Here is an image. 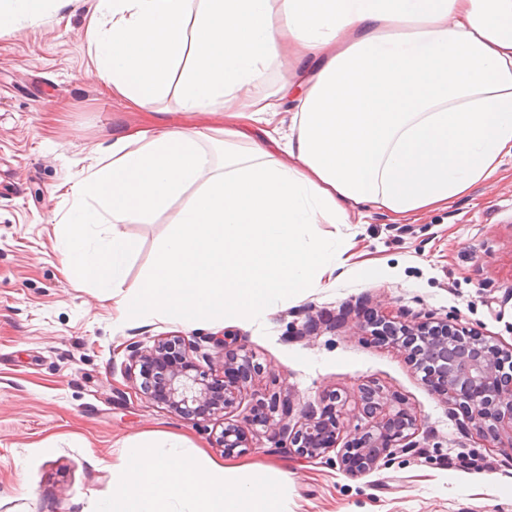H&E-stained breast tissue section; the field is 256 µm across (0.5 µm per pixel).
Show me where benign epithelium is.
<instances>
[{"mask_svg":"<svg viewBox=\"0 0 512 512\" xmlns=\"http://www.w3.org/2000/svg\"><path fill=\"white\" fill-rule=\"evenodd\" d=\"M365 328L380 342L401 347L424 380L445 400L465 409L483 436L512 447V351L490 343L459 322L427 317L406 323L389 314H377ZM200 345L182 336L158 340L145 351L132 350L133 363H153L160 371L157 386L142 381V388L171 410L188 417L219 415L233 407L238 393L252 379L249 355H239L225 342L224 369L229 380H208L194 359ZM261 415H244L241 421L224 426V450L246 446L244 427L251 421L270 429L269 437L287 442L305 458L322 457L336 447L334 423L308 413L293 429L286 422L289 410L273 393ZM281 413L278 421L273 414ZM358 412L367 420L343 447L340 461L351 473L370 472L409 446L417 418L403 402L377 386L362 388Z\"/></svg>","mask_w":512,"mask_h":512,"instance_id":"obj_1","label":"benign epithelium"}]
</instances>
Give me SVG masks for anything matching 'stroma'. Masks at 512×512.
I'll return each instance as SVG.
<instances>
[{"mask_svg": "<svg viewBox=\"0 0 512 512\" xmlns=\"http://www.w3.org/2000/svg\"><path fill=\"white\" fill-rule=\"evenodd\" d=\"M96 5L52 4L0 32V512H92L126 463V440L154 432L183 438L204 464L275 468L286 512H512V452L432 391L403 350L363 330L376 312L432 315L512 346V155L463 196L403 221L370 206L351 208L345 224L310 225V236L336 243L332 278L264 316L195 327L119 318L96 288L62 271L54 227L74 204L67 186L85 176L95 149L130 131H190L224 118L182 111L171 95L132 107L106 94L85 35ZM179 210L123 225L136 243L123 294L147 276ZM364 263L382 275L359 281L353 271ZM165 336L198 341L212 378L224 375L217 340L252 356L257 371L229 416L185 417L130 377V344L146 349ZM366 384L401 400L418 423L413 450L377 470L350 475L334 451L301 457L260 425L247 450L219 444L225 420L260 410L271 392L288 399L292 425L340 393L346 443L361 426Z\"/></svg>", "mask_w": 512, "mask_h": 512, "instance_id": "obj_1", "label": "stroma"}]
</instances>
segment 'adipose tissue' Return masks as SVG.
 <instances>
[{"label":"adipose tissue","instance_id":"adipose-tissue-1","mask_svg":"<svg viewBox=\"0 0 512 512\" xmlns=\"http://www.w3.org/2000/svg\"><path fill=\"white\" fill-rule=\"evenodd\" d=\"M89 32L107 92L142 107L175 92L183 111H246L193 132L113 141L72 188L69 264L118 294L122 318L191 327L252 318L336 269L313 224L369 203L403 217L463 195L512 149V0H99ZM411 32L386 38L393 27ZM301 76L255 94L273 66ZM289 106L292 133L269 126ZM183 206L130 296L135 243L119 227ZM117 229L89 249L91 225Z\"/></svg>","mask_w":512,"mask_h":512}]
</instances>
